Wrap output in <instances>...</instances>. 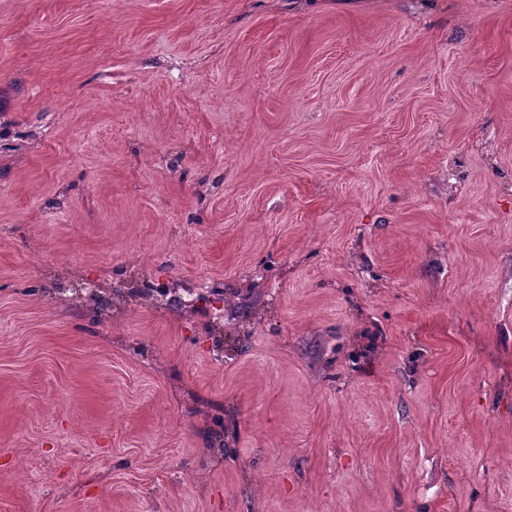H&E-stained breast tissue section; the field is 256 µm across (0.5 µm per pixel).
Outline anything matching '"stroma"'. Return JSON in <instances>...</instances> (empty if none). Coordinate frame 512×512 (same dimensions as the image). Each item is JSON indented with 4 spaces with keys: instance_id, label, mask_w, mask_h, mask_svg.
Here are the masks:
<instances>
[{
    "instance_id": "1",
    "label": "stroma",
    "mask_w": 512,
    "mask_h": 512,
    "mask_svg": "<svg viewBox=\"0 0 512 512\" xmlns=\"http://www.w3.org/2000/svg\"><path fill=\"white\" fill-rule=\"evenodd\" d=\"M0 512H512V0H0Z\"/></svg>"
}]
</instances>
